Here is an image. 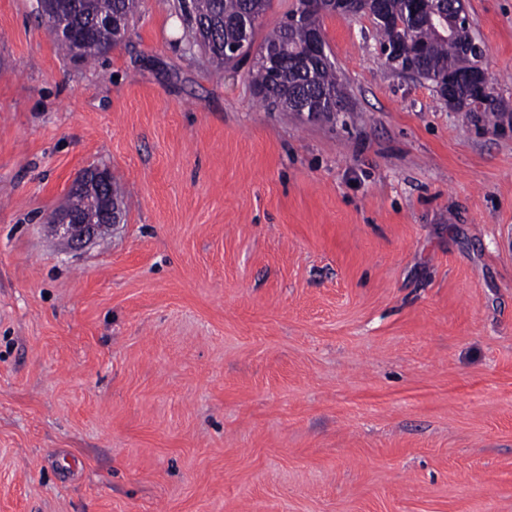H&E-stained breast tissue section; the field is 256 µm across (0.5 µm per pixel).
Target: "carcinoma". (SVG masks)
Wrapping results in <instances>:
<instances>
[{
	"mask_svg": "<svg viewBox=\"0 0 512 512\" xmlns=\"http://www.w3.org/2000/svg\"><path fill=\"white\" fill-rule=\"evenodd\" d=\"M138 0H36V12L50 29L64 25L70 30L61 49L81 62H95L123 40L129 31ZM272 7V0H179L178 8L188 42L199 47L217 71L237 68L254 58L248 75L261 100L273 111H307L325 118L351 111L345 84L336 74L328 53L307 54L311 37L323 31L329 12L306 9L305 0L266 34L256 55H251L257 30ZM384 20H374L385 62L394 71L413 74L433 85L445 83V101L467 112L474 125L493 124L494 130L509 127L510 115L495 89L479 102L469 100L463 75L474 56L466 47L474 40L471 28L454 27L448 18L447 0H427L417 18L411 17L410 0H384ZM64 209L74 213L92 210L90 196L71 192Z\"/></svg>",
	"mask_w": 512,
	"mask_h": 512,
	"instance_id": "cac0c4a2",
	"label": "carcinoma"
}]
</instances>
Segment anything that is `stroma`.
Wrapping results in <instances>:
<instances>
[{
    "mask_svg": "<svg viewBox=\"0 0 512 512\" xmlns=\"http://www.w3.org/2000/svg\"><path fill=\"white\" fill-rule=\"evenodd\" d=\"M512 106V0H465ZM0 0V512H512V131L323 32L354 109L269 111L178 0L99 62ZM108 167L122 222H50ZM96 169L99 168L92 169L94 170V174L89 172L92 170L87 171L89 173L81 180L78 186L86 189L88 188L91 194L93 193V189L95 196L98 198H96L97 206L102 208L104 213H108V215L111 217V221L110 224L87 223L81 221L73 214L62 212L56 218L55 226L61 236L66 240L69 249L73 252L82 251L89 244L99 238L101 236V232L104 229H112V226H114V224H118L119 222L116 218L115 212L112 210V202L110 198H105L101 193V188L99 187V184L108 182L107 173L102 169ZM113 185L114 182L109 175V182L106 184L104 191L106 195L112 196Z\"/></svg>",
    "mask_w": 512,
    "mask_h": 512,
    "instance_id": "stroma-1",
    "label": "stroma"
}]
</instances>
